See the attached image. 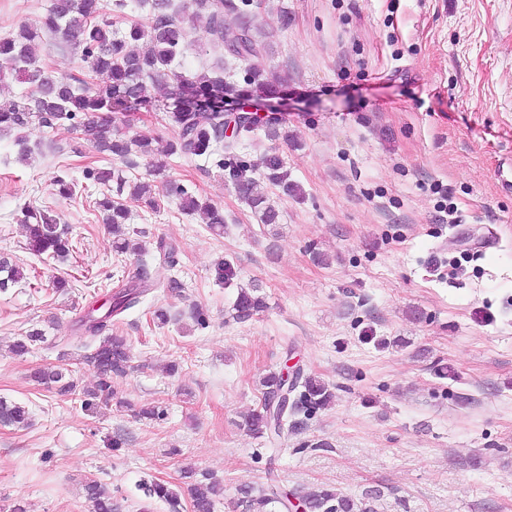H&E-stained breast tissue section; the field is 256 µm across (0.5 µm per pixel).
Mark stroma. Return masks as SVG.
<instances>
[{"mask_svg": "<svg viewBox=\"0 0 512 512\" xmlns=\"http://www.w3.org/2000/svg\"><path fill=\"white\" fill-rule=\"evenodd\" d=\"M174 2L191 42L183 70L209 69L221 50L192 21L190 0ZM50 4L0 0V38L42 27ZM259 13L268 49L251 64L284 78L282 108L264 111L257 94L229 106L259 120L236 153L278 221L261 223L217 156L168 157L158 190L175 182L218 207L224 233L173 196L155 212L129 203L126 235L150 251L172 242L174 264L150 272L181 289L122 315L131 368L112 381L117 403L83 402L97 373L83 361L80 321L108 306L141 259L114 250L97 203L115 190L87 172L120 167L133 181L150 160L124 168L74 125L30 127L23 160L0 137V255L24 274L0 291V397L30 413L25 426L0 423V512H87L89 479L120 512H169L138 484L186 486L188 466L223 483L215 512H232L239 485L273 482L356 499L377 489L376 512H512V189L498 177L512 163V0H261ZM37 57L56 75H87L60 37L45 35ZM114 122L157 148L177 134L162 110ZM271 155L287 186L266 179ZM59 175L74 180L72 197L58 195ZM438 184L455 207L449 225L438 220ZM28 209L58 214L73 243L66 259L27 250ZM489 231L499 248L476 252ZM224 261L234 275L222 283ZM250 287L265 307L241 322L232 305ZM159 308L172 319L157 326ZM33 329L44 340L14 354ZM49 365L72 369L78 394L35 382ZM289 367L334 399L272 445L243 417L261 380ZM154 405L159 418L137 416Z\"/></svg>", "mask_w": 512, "mask_h": 512, "instance_id": "obj_1", "label": "stroma"}]
</instances>
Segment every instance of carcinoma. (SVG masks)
<instances>
[{
  "mask_svg": "<svg viewBox=\"0 0 512 512\" xmlns=\"http://www.w3.org/2000/svg\"><path fill=\"white\" fill-rule=\"evenodd\" d=\"M148 8L151 23L148 27L131 23L122 33L112 30L106 19L108 4L104 0H52L44 21V29L60 35L65 42L81 49L88 64V72L99 81L93 85L74 84L70 79L56 76L37 65L35 45L41 40L42 31L22 26L14 34L0 39V60L6 64L10 74L30 84V90L7 103H0V135H15L18 156L25 158L30 152L25 130L38 123L42 126L63 125L79 121L85 139L100 152H108L123 160L133 154L147 155L151 151V139L140 135L126 139L114 129L109 113L118 107L163 109L166 104L148 95L151 85L169 86L176 82L183 99L173 105L168 119L178 129L176 139L169 144L167 155L210 156L220 145H225V158L218 163L219 169L227 173L235 189L249 206L261 212L264 224L277 222L278 213L266 203V197L258 191L257 181L248 172L250 165L239 159L232 151L230 138L243 132L254 131L255 121L238 116L232 136L225 135L224 113L213 109L215 101L227 96L240 97L243 90L230 82L224 72L237 67L244 72L243 81L250 89L264 96L280 92L281 80L270 81L263 73L248 66L251 58L266 51L267 45L257 37L258 13L254 0H192V18L204 23L213 44L223 48L224 58L211 70L190 75L176 71L177 59L190 47L188 33L182 20L172 9V0H141ZM234 14L231 22L225 13ZM145 40L150 48L135 52L130 42ZM93 179L103 185L115 184L116 196L128 193L129 199L151 210L160 207L159 194L152 184L136 180L130 182L115 174L111 168H96ZM167 193L178 196L180 209L187 215L201 213L206 223L216 232L224 230V213L206 201L189 194L181 185H171ZM104 211L105 221L113 232H118L128 220L127 206L105 197L98 202ZM27 228V249L34 255H46L53 259H65L72 248L68 231L58 223L55 215L47 210L24 214ZM0 288L16 283L23 278L20 268L6 257L0 258ZM152 288L147 265L140 266L136 280L113 294L107 310L96 316L87 315L86 332L92 338L84 355L86 363L92 365L98 375L96 388L84 391V395L106 403L114 400L112 377L122 376L130 368L131 356L127 340L123 336L109 334L112 320L122 312L140 303L141 297ZM263 308L262 298L255 289H240L233 303L235 317L248 320ZM42 339L38 331H31L11 345L19 355L29 351L34 343ZM33 377L44 384H51L61 394H72L76 383L72 370L61 366L39 369ZM284 376L273 372L261 381L262 396L258 408L245 418L247 429L258 437L281 436L284 426H302L316 411L328 406L334 393L328 386L311 376L296 373L292 382V398L288 407L270 410L273 399L281 397ZM116 401V400H114ZM124 406L125 401H116ZM29 412L25 407L0 398V422L23 424ZM85 500L89 512H119V505L112 501V494L104 484L89 480L84 484ZM190 512H215L216 504L224 495V485L210 474L188 489ZM149 499L166 502L170 512L183 510L181 494L161 482L144 487ZM380 497L376 492L365 493L356 500L342 495L335 488L321 486L302 495L307 512H374L373 503ZM235 508L239 512H284L283 504L275 486L257 488L243 484L237 489Z\"/></svg>",
  "mask_w": 512,
  "mask_h": 512,
  "instance_id": "carcinoma-1",
  "label": "carcinoma"
}]
</instances>
